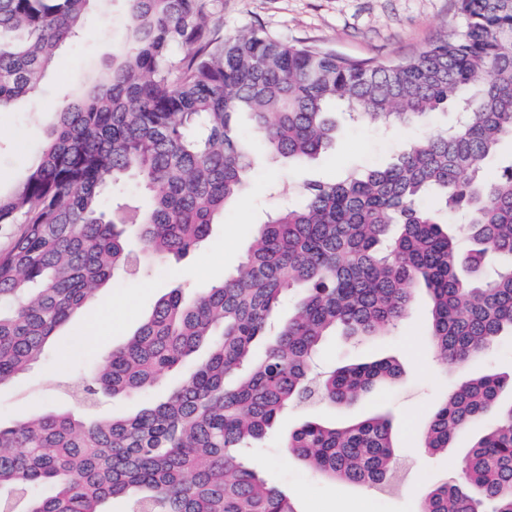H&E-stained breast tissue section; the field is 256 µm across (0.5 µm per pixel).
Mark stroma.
<instances>
[{
  "label": "stroma",
  "mask_w": 512,
  "mask_h": 512,
  "mask_svg": "<svg viewBox=\"0 0 512 512\" xmlns=\"http://www.w3.org/2000/svg\"><path fill=\"white\" fill-rule=\"evenodd\" d=\"M225 34L254 25L290 42L322 46L358 60L412 56L429 44L452 37L458 26L455 0H221ZM128 19L126 0H95L78 38L64 45L35 93L0 110V194L24 180L29 164L46 145L64 98L82 91L92 75L112 60ZM334 149L316 162L284 170L258 163L243 201L226 206L200 248L182 258L147 255L130 238L134 262L126 272L99 287L95 296L58 331L44 355L9 384L0 387V423L12 425L31 414L76 409L67 381L86 379L113 349L122 346L153 305L172 289L185 295L234 273L247 256L253 235L267 214L296 198L309 179L336 175L354 167L386 165L402 145L423 135L420 127L390 130L350 120L337 113ZM427 296L415 301L392 335L354 343L326 339L318 354L320 368L331 370L352 361L390 356L400 365L398 379L366 398L341 406L318 405L288 410L261 440L252 461L263 476L282 487L298 512H419L424 492L457 476L471 439L481 433L475 422L460 432L451 448L430 455L419 446L422 425L439 399L461 374L512 376V336L500 337L473 358L465 372L433 361L428 341ZM382 413L392 422L398 478L383 486L345 485L310 472L289 456L282 443L304 420L317 417L348 422Z\"/></svg>",
  "instance_id": "stroma-1"
}]
</instances>
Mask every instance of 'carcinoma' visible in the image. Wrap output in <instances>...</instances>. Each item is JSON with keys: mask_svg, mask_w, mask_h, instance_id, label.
<instances>
[{"mask_svg": "<svg viewBox=\"0 0 512 512\" xmlns=\"http://www.w3.org/2000/svg\"><path fill=\"white\" fill-rule=\"evenodd\" d=\"M93 0H0V110L35 91L76 38ZM112 68L75 100L26 179L0 195V385L128 266L126 225L159 258L196 250L244 191L254 160L237 118L250 117L271 160L298 167L336 141L333 114L389 127L463 118L409 143L395 160L305 183L258 229L247 259L186 298H160L92 377L71 388L148 393L200 345L207 358L165 398L131 416L36 414L0 425V512H297L246 463L244 449L293 406L348 404L400 374L390 357L313 372L323 339L387 336L428 297L431 348L464 367L512 333V160H486L512 139V0H456L451 39L388 61L356 60L263 27L221 36L215 0H129ZM136 177L143 206L101 196ZM298 295L288 322L275 313ZM505 378L465 379L440 403L422 447L485 430L459 477L429 489L421 512H512V403ZM288 453L320 475L378 485L399 464L386 415L303 422Z\"/></svg>", "mask_w": 512, "mask_h": 512, "instance_id": "obj_1", "label": "carcinoma"}]
</instances>
